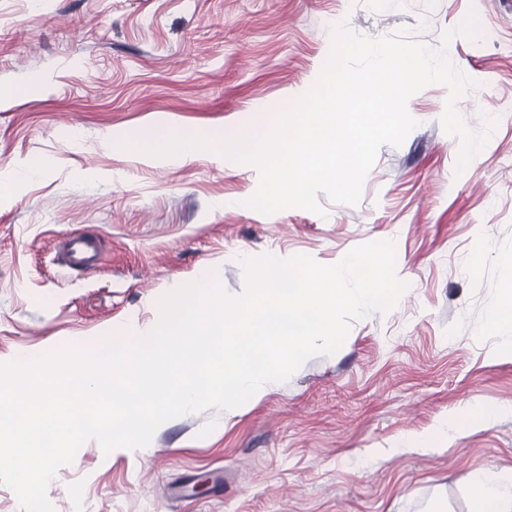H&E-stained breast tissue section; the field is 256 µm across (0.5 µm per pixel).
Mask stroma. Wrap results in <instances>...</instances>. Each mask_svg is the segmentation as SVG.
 I'll use <instances>...</instances> for the list:
<instances>
[{"instance_id": "1", "label": "stroma", "mask_w": 512, "mask_h": 512, "mask_svg": "<svg viewBox=\"0 0 512 512\" xmlns=\"http://www.w3.org/2000/svg\"><path fill=\"white\" fill-rule=\"evenodd\" d=\"M340 23L408 31L476 80L456 108L473 131L497 125L463 172L441 84L409 99L418 125L380 148L358 204L324 217L246 207L254 167L119 149L150 123L275 120ZM79 232L99 238L90 275L56 258ZM381 240L407 285L392 309L248 407L163 423L145 453L86 442L49 485L56 512H469L477 479L512 469V323L488 322L512 298V0H0V364L147 333L158 298L204 270L236 295L242 258L332 265ZM474 406L497 415L473 424Z\"/></svg>"}]
</instances>
